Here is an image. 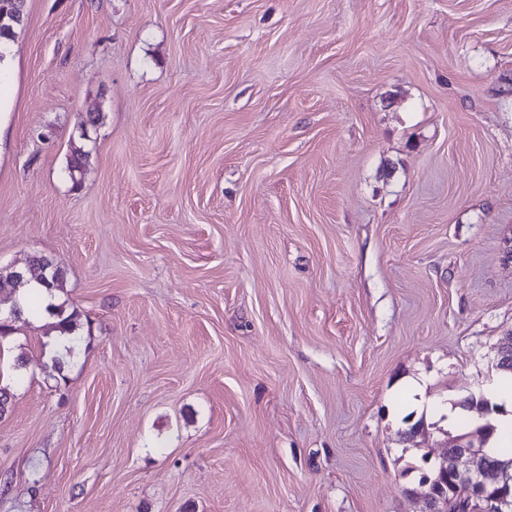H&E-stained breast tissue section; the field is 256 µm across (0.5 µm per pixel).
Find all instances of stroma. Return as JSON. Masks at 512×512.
Masks as SVG:
<instances>
[{"instance_id":"1","label":"stroma","mask_w":512,"mask_h":512,"mask_svg":"<svg viewBox=\"0 0 512 512\" xmlns=\"http://www.w3.org/2000/svg\"><path fill=\"white\" fill-rule=\"evenodd\" d=\"M25 13L0 267H61L83 340H0V512H418L512 332V0Z\"/></svg>"}]
</instances>
